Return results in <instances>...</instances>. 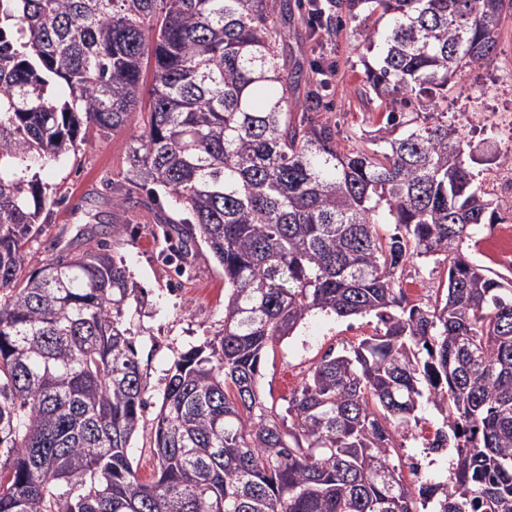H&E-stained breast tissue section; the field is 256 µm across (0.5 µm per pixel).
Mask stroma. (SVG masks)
<instances>
[{
  "label": "stroma",
  "instance_id": "obj_1",
  "mask_svg": "<svg viewBox=\"0 0 512 512\" xmlns=\"http://www.w3.org/2000/svg\"><path fill=\"white\" fill-rule=\"evenodd\" d=\"M283 17L285 39L280 63L284 68H308L315 59L332 65L334 75L322 88V105L310 112L309 121L331 125L336 145L344 152L355 150L377 136L386 124L378 101L362 98L366 56L365 37L372 20L334 17L328 33L319 35L307 23L301 0H289ZM439 109L475 157L469 169L475 181L488 185L496 169L494 158L512 153V142L501 134V118L512 113V15L497 34L493 61L459 73L449 86ZM141 114H134L123 129L92 135L89 144L58 162L39 167L38 173L51 198L46 206L47 222L25 245L26 267H40L57 250L86 248L85 227H95L97 241L111 253L124 257L144 299L130 310L127 321L134 333L141 370L148 385L149 405L143 414V431L134 442V464L142 478L155 469L148 430L160 406L167 371L180 353L202 344L219 330L224 319V271L205 245L192 247L187 263L190 271L177 276L162 255L169 246L164 238V220L172 210L164 195L135 187L127 179L126 151L139 134ZM123 197L125 205L114 202ZM126 232L113 238V225ZM403 281L419 285L408 295L409 304L426 306L445 279V270L435 261L413 259L404 265ZM376 317L341 318L315 313L294 336L268 351L262 362L260 393L278 411H285L310 367L324 354L379 332Z\"/></svg>",
  "mask_w": 512,
  "mask_h": 512
}]
</instances>
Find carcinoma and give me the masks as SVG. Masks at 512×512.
<instances>
[{
	"label": "carcinoma",
	"instance_id": "carcinoma-1",
	"mask_svg": "<svg viewBox=\"0 0 512 512\" xmlns=\"http://www.w3.org/2000/svg\"><path fill=\"white\" fill-rule=\"evenodd\" d=\"M332 2L374 19L365 86L387 114L348 153L293 118L321 101L290 87L331 71L280 68L282 2L0 0V512H512V278L462 251L506 217L448 124L402 112L493 60L512 0ZM147 73L129 180L187 213L179 243L224 268L222 328L170 369L148 480L125 262L98 242L28 272L24 252L48 202L32 165L125 126ZM431 258L446 280L409 305L402 267ZM316 311L384 331L328 351L284 417L258 390L262 358ZM425 403L456 452L448 480L393 463Z\"/></svg>",
	"mask_w": 512,
	"mask_h": 512
}]
</instances>
